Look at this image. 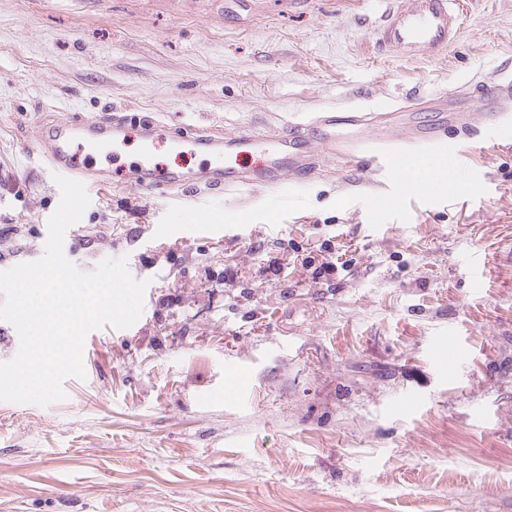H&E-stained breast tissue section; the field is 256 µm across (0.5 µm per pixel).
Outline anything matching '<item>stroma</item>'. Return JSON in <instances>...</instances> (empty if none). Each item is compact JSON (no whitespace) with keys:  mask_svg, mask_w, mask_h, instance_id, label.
Masks as SVG:
<instances>
[{"mask_svg":"<svg viewBox=\"0 0 512 512\" xmlns=\"http://www.w3.org/2000/svg\"><path fill=\"white\" fill-rule=\"evenodd\" d=\"M385 8L0 0V270L44 253L57 121L152 117L155 163L188 181L205 128L249 136L256 168L259 138L318 112H360L348 138L442 130L387 167L313 128L310 168L233 190L132 187L135 129L94 156L112 184L63 252L127 257L143 311L88 335L64 400L0 401V512H512V103L456 96L512 64V0H469L413 60L375 48ZM411 93L436 100L390 115ZM412 156L447 159L448 190L403 200ZM327 148L334 154L336 158L341 162H348L354 158L360 148L361 140L349 139L341 137H331L326 141Z\"/></svg>","mask_w":512,"mask_h":512,"instance_id":"1","label":"stroma"}]
</instances>
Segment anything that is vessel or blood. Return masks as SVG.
<instances>
[{
  "mask_svg": "<svg viewBox=\"0 0 512 512\" xmlns=\"http://www.w3.org/2000/svg\"><path fill=\"white\" fill-rule=\"evenodd\" d=\"M462 3L463 0H395L394 7L387 10L373 32L375 43L381 49H393L410 58L436 56L457 36ZM475 89L503 103L512 100V80L501 72L479 80ZM133 121V115L119 112L96 120L73 119L57 123L41 136V154L51 171L80 181L85 187L109 185L110 180L103 171L84 165L76 146L119 141ZM198 143L214 158L209 170L213 180L223 181L228 189L247 184L244 166L224 163L225 153L237 145V138L203 135ZM326 146L338 161L346 162L357 155L360 142L332 137L327 139ZM139 174L154 188L169 187L176 182L173 173L159 172L147 160L140 162Z\"/></svg>",
  "mask_w": 512,
  "mask_h": 512,
  "instance_id": "vessel-or-blood-1",
  "label": "vessel or blood"
}]
</instances>
